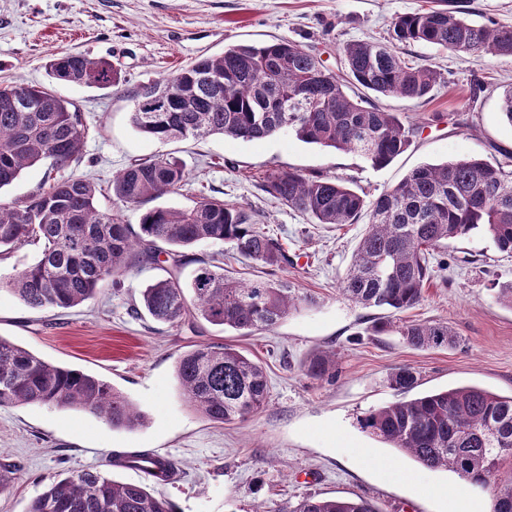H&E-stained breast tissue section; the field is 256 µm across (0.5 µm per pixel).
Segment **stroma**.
I'll list each match as a JSON object with an SVG mask.
<instances>
[{"label": "stroma", "instance_id": "1", "mask_svg": "<svg viewBox=\"0 0 512 512\" xmlns=\"http://www.w3.org/2000/svg\"><path fill=\"white\" fill-rule=\"evenodd\" d=\"M431 0H0V86L43 85L73 101L87 128L78 164L65 175L97 187L100 209L138 224L142 206L116 200L112 176L130 163L166 154L184 166L180 193L161 206L191 205L211 195L254 211L261 230L281 244L277 267L201 243L180 270L189 279L198 262L221 260L225 274L243 281L288 278L316 303L276 327L240 336L198 321L160 324L129 310L160 266L133 268L124 285L103 286L94 299L68 309H31L0 288V336L53 364L98 376L139 409L143 423L115 429L82 410L30 404L0 407V467L12 466L0 491V512H24L58 474L97 469L170 500L177 512H293L305 496L361 497L379 512H491L490 491L447 470H429L361 427L365 414L398 400L388 378L398 367L416 373V394L478 386L512 394V309L496 291L512 282V256L474 233L450 244L434 262V279L408 318L445 321L456 346L415 349L394 332L369 335L382 310L346 299L340 282L365 231V222L315 224L263 191L270 168L326 174L376 198L424 164L465 158L501 159L512 153V125L500 113L512 88V57L460 54L423 43L398 45L409 63L438 69L444 80L429 101L377 98L385 111L416 124L411 145L374 168L358 155L307 144L292 134L259 141L220 135L162 143L131 125L132 96L143 84L173 75L202 53L238 43L276 39L312 49L335 72L337 48L347 41H381L401 15ZM81 52L112 61L123 83L97 89L56 83L50 54ZM231 344L266 369L268 400L246 420H209L182 399L180 356L200 345ZM335 349L336 377L305 373L308 357ZM145 451L172 459L179 472L167 483L114 466L117 452Z\"/></svg>", "mask_w": 512, "mask_h": 512}]
</instances>
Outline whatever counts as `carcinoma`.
<instances>
[{
  "label": "carcinoma",
  "mask_w": 512,
  "mask_h": 512,
  "mask_svg": "<svg viewBox=\"0 0 512 512\" xmlns=\"http://www.w3.org/2000/svg\"><path fill=\"white\" fill-rule=\"evenodd\" d=\"M391 38L426 43L460 53L512 56V27L478 24L456 0L454 7L429 8L398 17ZM345 73L328 69L303 45L279 40L238 44L199 57L174 75L142 86L133 95L132 126L160 142L222 135L243 141L292 133L301 141L353 152L374 168L388 165L411 142L414 126L352 98L353 81L382 96L428 100L441 83L429 64H411L387 45L349 41L339 46ZM54 80L99 89L119 88L112 62L85 54L57 52L46 63ZM22 102L0 107V190L35 165L61 170L80 159L85 127L73 102L40 86L17 83ZM154 96L170 107L141 109ZM186 182L183 166L158 154L141 159L112 177V195L141 204L172 193ZM263 190L315 224L369 222L351 259L340 291L366 308L390 311L397 320L372 325L376 335L395 331L414 349L453 347L457 332L447 322L407 320L434 278L433 259L450 243L479 230L495 247L512 255V171L507 164L467 158L413 169L390 191L366 198L338 179L269 169ZM97 189L87 179L60 177L45 191L0 202V249L42 244L39 260L7 284L33 309H68L93 298L107 282L121 285L128 269L172 258L168 277L142 292L141 302L157 321L194 327L196 317L241 336L270 329L315 298L301 295L286 278L241 283L224 267L203 265L183 283L178 269L183 249L202 242L224 243L237 253L278 265L284 254L277 240L256 228L245 207L199 195L188 208L144 211L138 229L117 213L96 205ZM336 350L313 353L307 376L334 375ZM176 375L186 403L213 421H241L268 395L261 363L226 345H200L180 356ZM418 384L412 368H397L389 385L399 393ZM41 404L75 408L114 428L133 429L143 416L108 382L49 363L0 337V406ZM362 428L409 454L429 470L445 469L464 482L492 489V512L499 498L512 495V395L500 396L461 386L373 409ZM25 512H175L136 483H119L100 471L82 470L52 481ZM293 512H378L365 499L300 500Z\"/></svg>",
  "instance_id": "1"
}]
</instances>
